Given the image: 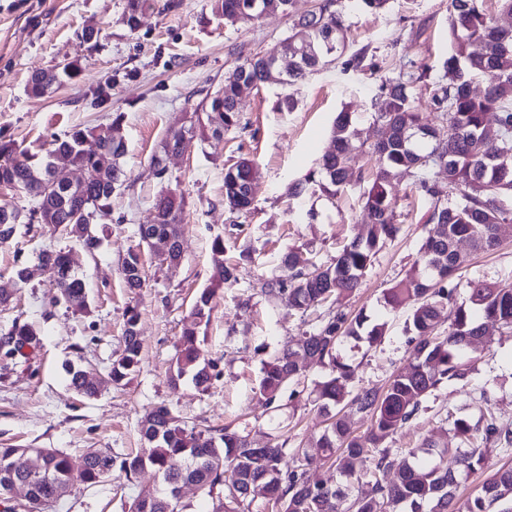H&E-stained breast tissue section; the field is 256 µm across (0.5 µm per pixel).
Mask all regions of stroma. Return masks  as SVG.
<instances>
[{
	"mask_svg": "<svg viewBox=\"0 0 512 512\" xmlns=\"http://www.w3.org/2000/svg\"><path fill=\"white\" fill-rule=\"evenodd\" d=\"M167 2V9L144 14L132 32L121 21L125 0H0V137L36 150L73 127L108 126L120 112L128 146L123 185L112 198V219L95 254L38 225L19 226L11 242L0 246V286L11 295L10 304L0 307V331L19 316L35 325L41 339L29 366L0 370V447L53 448L72 455L109 448L127 454L142 446V415L165 402L197 428L249 430L257 448L268 445L270 437L287 436L289 447L307 449L311 481L336 483L335 468L316 446L327 421L313 403V390L327 378L328 368L308 365L303 378L290 382L273 404L255 395L263 360L296 344L317 320L313 311L288 314L265 297L262 287L288 251L324 264L363 233L362 194L378 167L369 147L382 80L416 75L417 104L439 132H446L432 95L448 56V0H389L376 13L345 6L346 52L361 55L357 68L344 69L337 59L294 85L261 84L240 101L241 123L223 140H196L184 154L168 158L166 187L185 198L182 261L162 269L146 260V285L133 297L118 264L138 244L139 225L153 221V202L164 186L155 179L150 159L161 140L223 83L237 61L279 50L319 0H294L288 12L233 26L212 14L211 0ZM88 28L101 33L91 49L80 38ZM68 61L80 65L75 80L42 95L29 92L32 74ZM285 96L293 98L294 109L277 111ZM345 108L355 114L357 144L347 189L331 201L290 198L289 184L316 169L331 145L332 123ZM244 158L257 165L259 179L251 209L232 214L224 208V169ZM393 203L401 224L397 238L373 257L354 296L338 305L348 315L363 312L387 323L377 348L350 338L339 347L342 360L354 369L349 383L354 390L384 389L408 359L410 312L384 308L382 293L411 268L424 235L427 206L410 174L397 181ZM219 235L236 237L237 249L251 258L240 263L237 283L217 292L211 322L199 338L216 374L211 387L203 392L186 380L175 389L168 381L170 366L183 330L192 325L194 297L220 261L211 249ZM50 247L68 251L74 270L87 282V312L76 314L55 303L44 278L15 279L16 265H36L39 253ZM458 248L467 256L456 275L459 296L478 280L512 289V226L495 250L477 252L465 241ZM133 300L141 312L139 372L123 385L102 384L95 398L81 397L69 387L64 363L107 375L123 350L124 311ZM459 417L492 418L512 429V334L494 335L469 382L435 391L426 410L386 445L400 459L419 450L424 439L449 441L451 421ZM154 482L149 468L131 480L113 471L111 481L95 487L76 477L71 493L52 512H129L141 488Z\"/></svg>",
	"mask_w": 512,
	"mask_h": 512,
	"instance_id": "stroma-1",
	"label": "stroma"
}]
</instances>
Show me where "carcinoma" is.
Segmentation results:
<instances>
[{
	"mask_svg": "<svg viewBox=\"0 0 512 512\" xmlns=\"http://www.w3.org/2000/svg\"><path fill=\"white\" fill-rule=\"evenodd\" d=\"M339 0H321L317 10L304 16L303 42L296 44L297 63L288 71L286 83L293 85L313 71L332 62L346 50L347 25ZM484 0H448L451 52L444 62L445 83L432 100L435 109L446 113L448 135L439 138L429 125L428 116L415 105L411 81L403 78L383 82L384 98L374 124L382 137L372 144L379 166L363 194L366 214L364 233L353 240L328 265L301 266L298 253L281 258L279 274L267 281L265 294L279 300L290 312L304 313L330 299L352 296L359 288L373 256L400 231L392 202V175L400 169H413L414 187L427 199L428 216L419 254L405 276L383 291L384 307L408 309L411 321L407 332L409 358L386 385L385 391L349 390L352 367L343 362L337 350L343 339L351 337L373 347L381 342L386 324L370 321L360 314L348 319L341 312H330L296 348L284 347L263 363L256 396L274 403L283 388L300 377L305 363L329 368V377L318 385L314 402L322 410L341 403L358 414L371 418L367 435L355 437L344 419H336L317 441V446L334 458L336 469L350 482L361 484L357 495L349 497L341 486L312 483L306 476L308 454L304 448H286L287 442L265 448L251 446L249 435L231 426L214 435L195 431L171 407L160 404L148 411L153 425L139 428L147 448L122 457L109 448L88 449L72 456L44 448L27 449L30 463L24 470L12 469L13 448H0V483L5 475L27 484L26 512H47L58 502V490L71 485L77 472L82 482L94 486L112 478L119 468L132 480L144 467L159 474L154 501H133L130 512H179V502L166 491L177 482H189L211 496H224V512H246L258 497L280 505L281 512H458L455 490L458 478L473 471L485 458V446L512 445V430L493 421L482 425L467 419L453 421L459 446L448 447L426 440L423 447L434 457V464L420 467L408 460L395 464L386 440L405 428L422 409L423 403L440 385L448 381L465 382L481 351L472 341L489 342L491 331L512 330V291H501L477 281L461 298L454 278L460 268L456 245L469 241L476 250H493L501 243L500 230L512 224V28L503 27L483 9ZM293 0H211L212 12L223 14L224 22L255 21L266 13L288 11ZM158 0H126L121 21L129 29L138 28L143 14ZM261 60L247 58L224 77V83L208 92L193 111L192 137L219 139L223 133L212 127L210 118L219 115L221 127L230 130L239 124L238 103L241 84L264 83ZM78 65L68 62L58 72H39L31 76L32 91L61 78H73ZM481 77L485 88L479 95L471 90ZM494 115L499 138L485 135L488 115ZM352 113L340 111L332 126L335 152L322 155L319 168L293 184L292 198L306 192H321L329 198L341 194L349 183L350 156L357 149L353 142ZM95 128L78 127L54 148L43 153L21 148L12 140H0V188L18 187L29 198V208L0 205V244L12 240L20 224H44L51 230L82 245L93 254L101 245L99 229L112 214V195L121 186L122 161L127 153L125 138L112 140V161L106 171L98 168L94 149ZM178 143L163 138L160 154L152 157L154 175L165 179L161 166L166 148ZM68 154L84 168L86 180L66 191H46L51 181L54 156ZM256 166L243 159L224 168V207L242 211L239 194ZM184 199L170 189L155 199L152 224L138 226L140 241L147 244L155 235L181 238ZM69 253L49 250L38 256L48 268V282L55 300L73 313L88 308L86 282L72 270ZM234 265H221L208 287L196 296L194 328L183 332L175 357L171 383L175 386L191 377L195 387L208 389L213 374L201 362L200 331L207 328L212 300L217 291L237 281ZM120 274L125 288L138 293L146 282L141 250L130 249L122 257ZM448 312V335L436 334L443 312ZM138 305L125 309L124 348L112 361L108 377L120 385L140 370L141 345L138 336ZM40 343L34 326L18 318L0 333V369L29 362L25 349ZM69 385L77 393L93 397L99 387L84 376V369L66 366ZM291 458L293 466H284ZM502 502L512 512V466L498 469L464 503L463 512H491Z\"/></svg>",
	"mask_w": 512,
	"mask_h": 512,
	"instance_id": "carcinoma-1",
	"label": "carcinoma"
}]
</instances>
